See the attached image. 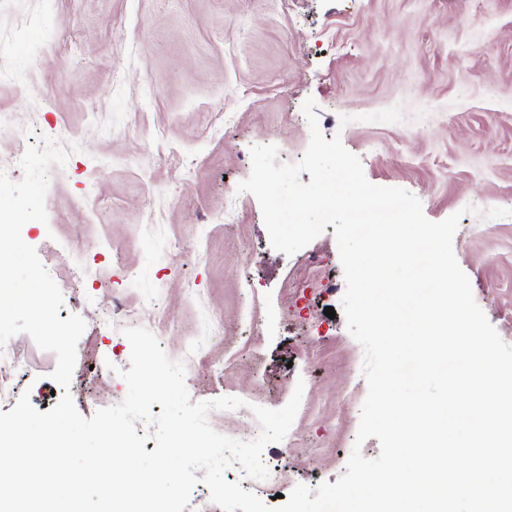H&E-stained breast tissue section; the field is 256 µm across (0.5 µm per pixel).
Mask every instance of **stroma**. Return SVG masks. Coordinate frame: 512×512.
<instances>
[{"instance_id":"stroma-1","label":"stroma","mask_w":512,"mask_h":512,"mask_svg":"<svg viewBox=\"0 0 512 512\" xmlns=\"http://www.w3.org/2000/svg\"><path fill=\"white\" fill-rule=\"evenodd\" d=\"M0 41V110L30 145L70 149L49 171L47 222L21 235L64 295L60 318L86 323L69 386L82 416L124 400L120 331L142 326L185 360L191 401L244 400L209 416L230 438L256 437L253 406L282 408L303 384L290 431L263 452L278 473L266 505L344 474L368 386L334 229L285 255L237 190L253 145L302 158L309 98L370 183L408 190L434 222L461 213L454 255L512 344V0H0ZM395 105L403 121L364 122ZM494 207L504 216L480 218ZM207 320L223 333L204 342ZM6 348L18 366L0 411L25 392L49 411L55 355L25 334Z\"/></svg>"}]
</instances>
